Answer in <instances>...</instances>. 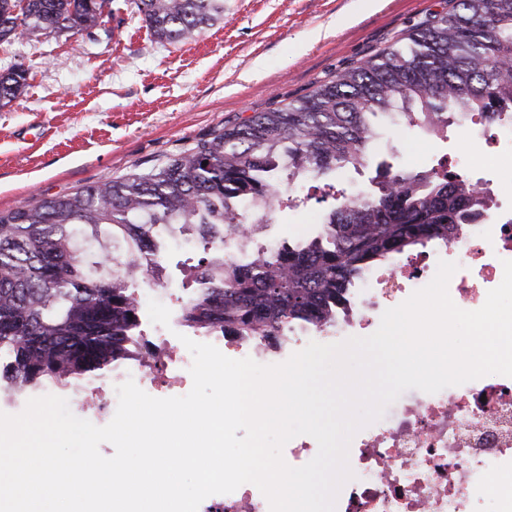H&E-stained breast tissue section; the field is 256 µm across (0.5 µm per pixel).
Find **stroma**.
<instances>
[{"label": "stroma", "mask_w": 512, "mask_h": 512, "mask_svg": "<svg viewBox=\"0 0 512 512\" xmlns=\"http://www.w3.org/2000/svg\"><path fill=\"white\" fill-rule=\"evenodd\" d=\"M444 0H224V15L196 36L154 38L132 0H109L104 21L77 33L30 32L0 42V71L27 73L23 94L0 108V210L164 166L224 126L301 99L347 67L403 37ZM365 167L336 171L325 194L307 181L283 188L261 236L281 245L316 235L335 193L372 191L383 165L416 174L444 166L490 181L512 206V175L473 167L474 156L502 147L501 128L472 123L430 137L406 120L383 125ZM202 253L176 237L148 304L147 328L182 332L176 314L187 271ZM111 375L22 394L0 393V412L17 414L47 394L77 405L107 394Z\"/></svg>", "instance_id": "35a3bbf8"}]
</instances>
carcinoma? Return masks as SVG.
Masks as SVG:
<instances>
[{"label":"carcinoma","instance_id":"1","mask_svg":"<svg viewBox=\"0 0 512 512\" xmlns=\"http://www.w3.org/2000/svg\"><path fill=\"white\" fill-rule=\"evenodd\" d=\"M104 0H0V41L23 31L79 32L103 22ZM159 41L178 42L224 13V0H134ZM512 0H458L402 39L319 85L306 97L224 126L165 166L0 211V381L23 392L45 381L97 377L135 357V288L164 255V234L194 225L204 254L179 318L202 333L273 347L299 324L322 329L351 305L350 288L396 255L459 236L486 202L472 182L432 167L385 168L377 190L342 196L304 242L257 257L220 256L224 233L249 223L243 202L279 198L288 181L322 182L364 165L379 118L398 115L438 135L479 117L512 121ZM26 74L0 72V107ZM123 248L99 254L101 240Z\"/></svg>","mask_w":512,"mask_h":512}]
</instances>
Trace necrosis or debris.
I'll return each mask as SVG.
<instances>
[{"mask_svg": "<svg viewBox=\"0 0 512 512\" xmlns=\"http://www.w3.org/2000/svg\"><path fill=\"white\" fill-rule=\"evenodd\" d=\"M458 263L448 285L461 309L482 307L512 260V215L485 221L478 242L458 238L447 246ZM138 358L116 371L112 382H134L154 393L156 364L175 368V395L192 388V356L168 338H139ZM353 476L340 489L335 512H481L489 491L496 512H512V377L490 374L429 394L412 391L400 404L356 434L349 446ZM198 512H270L251 483L206 498Z\"/></svg>", "mask_w": 512, "mask_h": 512, "instance_id": "4bbe7bcc", "label": "necrosis or debris"}]
</instances>
